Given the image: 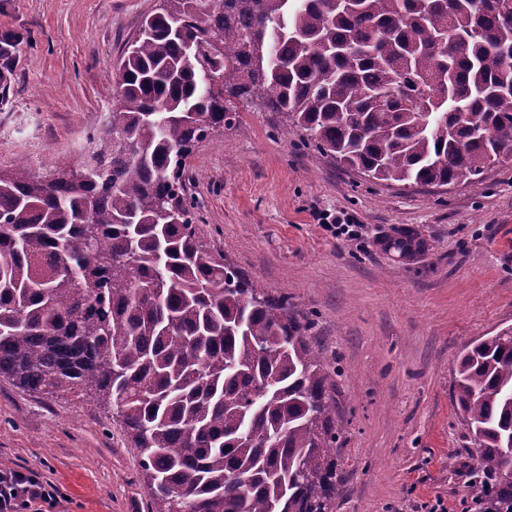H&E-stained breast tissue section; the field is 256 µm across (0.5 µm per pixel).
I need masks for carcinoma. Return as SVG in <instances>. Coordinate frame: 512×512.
<instances>
[{
  "label": "carcinoma",
  "mask_w": 512,
  "mask_h": 512,
  "mask_svg": "<svg viewBox=\"0 0 512 512\" xmlns=\"http://www.w3.org/2000/svg\"><path fill=\"white\" fill-rule=\"evenodd\" d=\"M213 75L376 180L476 184L512 156V0H161L92 150L0 169V377L116 411L152 512H334L313 323L200 237L182 181L230 120ZM453 396L467 496L512 512V328L464 349Z\"/></svg>",
  "instance_id": "carcinoma-1"
}]
</instances>
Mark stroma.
Listing matches in <instances>:
<instances>
[{
    "label": "stroma",
    "mask_w": 512,
    "mask_h": 512,
    "mask_svg": "<svg viewBox=\"0 0 512 512\" xmlns=\"http://www.w3.org/2000/svg\"><path fill=\"white\" fill-rule=\"evenodd\" d=\"M160 0H0L21 36L0 85V168L40 176L87 152L112 73ZM199 231L289 301L335 379L345 460L336 512H479L474 448L452 400L469 342L512 327V157L478 185L364 177L303 141L283 115L236 104L186 161ZM353 218L350 240L322 215ZM421 250L391 246L401 234ZM0 470L56 484L60 512H150L139 457L112 410L0 380Z\"/></svg>",
    "instance_id": "obj_1"
}]
</instances>
